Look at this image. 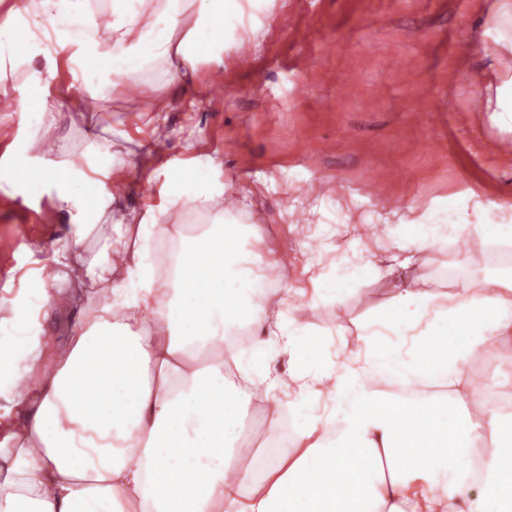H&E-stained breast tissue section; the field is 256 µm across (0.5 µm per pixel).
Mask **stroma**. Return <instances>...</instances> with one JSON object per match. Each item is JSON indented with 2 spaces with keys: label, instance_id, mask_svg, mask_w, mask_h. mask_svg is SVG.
Masks as SVG:
<instances>
[{
  "label": "stroma",
  "instance_id": "1",
  "mask_svg": "<svg viewBox=\"0 0 512 512\" xmlns=\"http://www.w3.org/2000/svg\"><path fill=\"white\" fill-rule=\"evenodd\" d=\"M498 0H274L248 58L229 50L223 65L198 64L183 82L87 92L60 64L42 100L38 128L0 109V165L88 169L94 145L109 141L122 195L141 212L159 201L164 163L210 157L243 209L219 201L206 223L232 216L262 246L287 243L294 201L326 194L352 203V223L424 208L438 196L473 190L512 219V133L493 124L487 102L512 78L499 51ZM70 224L51 193L0 189V284L52 258Z\"/></svg>",
  "mask_w": 512,
  "mask_h": 512
}]
</instances>
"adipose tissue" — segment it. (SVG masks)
Returning <instances> with one entry per match:
<instances>
[{
	"mask_svg": "<svg viewBox=\"0 0 512 512\" xmlns=\"http://www.w3.org/2000/svg\"><path fill=\"white\" fill-rule=\"evenodd\" d=\"M112 0L100 25L86 0H20L0 20V60L45 61L17 112L37 120L59 56L85 86H168L197 57L223 63L264 26L272 0ZM196 23L171 35L185 13ZM81 27L82 39L71 35ZM27 33L24 55L14 44ZM165 46V64L140 62ZM219 162L170 168L162 204L113 208V164L80 182L0 168V183H54L59 209L111 215L115 238L87 256L73 236L20 293L0 287V512H512V221L474 191L407 217L305 225L317 254L269 281L283 254L249 227L161 223L158 209L223 198ZM344 231L357 251L334 257ZM479 249L456 258L461 245ZM443 253L421 274L430 250ZM373 326L345 320L371 284ZM79 317L66 341L43 321L59 298ZM337 325L318 323L321 312ZM270 417L262 462L229 449L251 404ZM476 458L483 479L459 475Z\"/></svg>",
	"mask_w": 512,
	"mask_h": 512,
	"instance_id": "ef3b65f1",
	"label": "adipose tissue"
}]
</instances>
